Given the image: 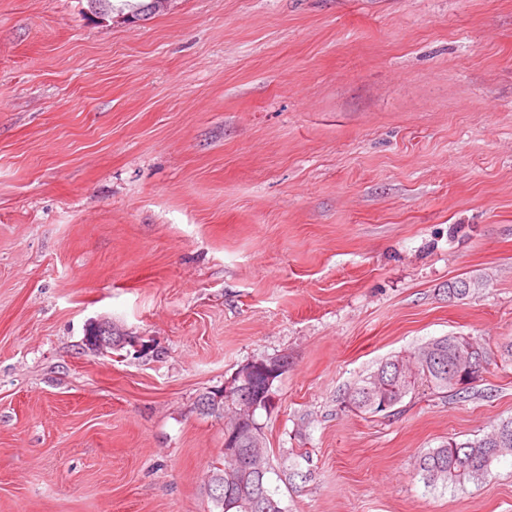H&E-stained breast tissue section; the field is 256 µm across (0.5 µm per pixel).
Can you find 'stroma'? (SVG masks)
<instances>
[{"label": "stroma", "mask_w": 512, "mask_h": 512, "mask_svg": "<svg viewBox=\"0 0 512 512\" xmlns=\"http://www.w3.org/2000/svg\"><path fill=\"white\" fill-rule=\"evenodd\" d=\"M448 334L491 356L466 397L344 407ZM511 341L512 0H0V512H218L197 400L278 354L287 512H512L511 457L416 474L512 419ZM93 324L90 325L91 332L87 333L85 338L86 344L88 347L96 351L103 350V348L112 343V347L110 350H118L122 349L123 346L121 344L122 340L120 336H112V323H107L106 321H92ZM506 456H512V419L497 423L481 438L458 441L451 437L438 448L421 453L417 474L430 491L438 486L447 488L486 479L494 462Z\"/></svg>", "instance_id": "stroma-1"}]
</instances>
